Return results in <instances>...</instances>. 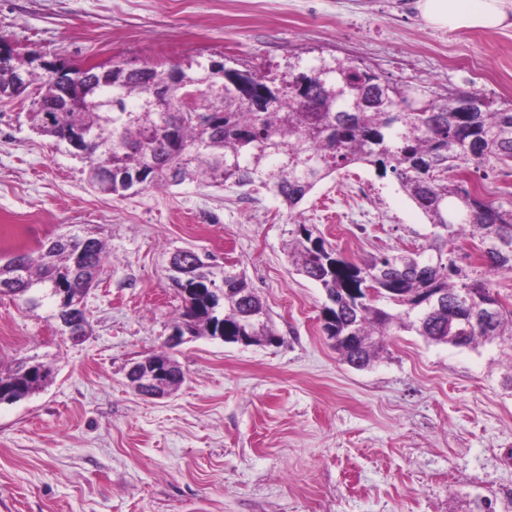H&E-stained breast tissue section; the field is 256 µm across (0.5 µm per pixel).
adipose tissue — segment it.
Here are the masks:
<instances>
[{
    "label": "adipose tissue",
    "mask_w": 512,
    "mask_h": 512,
    "mask_svg": "<svg viewBox=\"0 0 512 512\" xmlns=\"http://www.w3.org/2000/svg\"><path fill=\"white\" fill-rule=\"evenodd\" d=\"M418 9L428 26L449 32L512 26V0H418Z\"/></svg>",
    "instance_id": "obj_1"
}]
</instances>
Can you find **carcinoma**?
Segmentation results:
<instances>
[{
    "mask_svg": "<svg viewBox=\"0 0 512 512\" xmlns=\"http://www.w3.org/2000/svg\"><path fill=\"white\" fill-rule=\"evenodd\" d=\"M225 62L192 61L190 66H134L116 59L79 65L46 61L0 45V103L21 96L20 73L28 84L41 80L40 106L25 113L30 129L80 159L95 191L126 197L147 189L204 182L264 188L296 212L314 188L353 164L392 176L431 227L428 244L383 254L358 265L336 254L304 222L292 221L294 269L323 288L322 330L328 339L351 334L364 340L395 329L414 330L435 343L468 347L479 337L504 335L512 310L499 308L484 325L470 324L464 340L448 315L473 303L497 301L486 276L512 272V206L487 201L467 185L472 169L490 162L512 165V112L487 105L480 112L458 111L459 96L430 100L426 112L406 107L408 86L391 84L373 71L338 58L288 63L274 104L260 93L238 99L216 67ZM208 91L209 111L195 118L180 111L184 83ZM304 83L314 106L304 111L294 86ZM85 136L83 148L71 135ZM483 245V270L474 277L459 264L455 243L464 228ZM99 238L70 232L41 244L37 254L18 251L0 258V293L19 296L31 310L44 303L50 318L64 320L76 294L88 295L105 261ZM172 281L183 306L182 335L235 333L252 315L256 335L269 332L266 310L246 276L232 266L216 269L191 250L173 255ZM443 293L435 310L419 297ZM30 363L0 373V404L16 402L45 384Z\"/></svg>",
    "mask_w": 512,
    "mask_h": 512,
    "instance_id": "cac0c4a2",
    "label": "carcinoma"
}]
</instances>
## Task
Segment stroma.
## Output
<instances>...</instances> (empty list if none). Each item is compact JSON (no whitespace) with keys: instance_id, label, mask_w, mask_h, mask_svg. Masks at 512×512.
<instances>
[{"instance_id":"1","label":"stroma","mask_w":512,"mask_h":512,"mask_svg":"<svg viewBox=\"0 0 512 512\" xmlns=\"http://www.w3.org/2000/svg\"><path fill=\"white\" fill-rule=\"evenodd\" d=\"M0 42L71 63L223 54L263 70L336 57L512 109V27L435 30L417 0H0ZM299 210L356 263L431 232L397 181L364 165L320 182ZM74 228L109 253L81 342L48 308L0 295V367L51 371L0 404V512H512V338L460 348L400 331L354 369L322 333L323 291L294 271L272 192L100 194L83 162L0 104V256ZM182 249L243 270L280 343L195 336L168 349L182 304L169 261ZM167 350L184 384L136 395L128 369Z\"/></svg>"}]
</instances>
